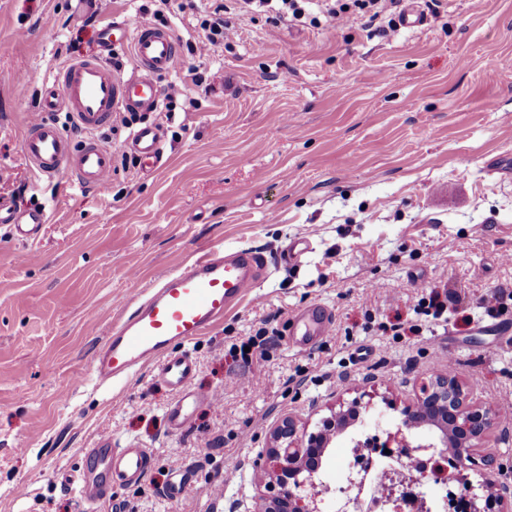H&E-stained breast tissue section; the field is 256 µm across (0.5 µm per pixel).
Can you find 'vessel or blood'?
Instances as JSON below:
<instances>
[{"instance_id":"obj_1","label":"vessel or blood","mask_w":512,"mask_h":512,"mask_svg":"<svg viewBox=\"0 0 512 512\" xmlns=\"http://www.w3.org/2000/svg\"><path fill=\"white\" fill-rule=\"evenodd\" d=\"M98 56L73 60L60 68L39 99V112L23 139L22 153L32 172L54 179L75 177L86 189L105 193L112 180L114 157L97 132L117 112L148 114L160 105L161 75L169 73L179 54L173 32L164 26L140 25L135 31L111 23L101 28ZM130 47L136 68L127 77L108 63L113 51ZM66 112L82 132L81 141L64 134L53 115ZM142 167L154 170L163 162V136L144 123L130 141ZM47 219L42 211L16 209L0 202V224L12 238L38 241ZM267 274V262L249 249L211 251L173 273L160 276L149 294L111 326L98 348L92 377L104 386L153 365L156 375L177 395L169 411L173 429H180L193 407L207 403L204 395L185 389L197 364L185 344L206 334L225 313L250 295ZM333 320L325 310L305 309L294 319L291 334L305 347L331 333ZM153 464L144 448H116L110 440L81 451L75 476L79 497L90 505L110 501L114 487L141 482Z\"/></svg>"}]
</instances>
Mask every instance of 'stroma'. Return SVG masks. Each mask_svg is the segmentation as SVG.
I'll use <instances>...</instances> for the list:
<instances>
[{"instance_id":"35a3bbf8","label":"stroma","mask_w":512,"mask_h":512,"mask_svg":"<svg viewBox=\"0 0 512 512\" xmlns=\"http://www.w3.org/2000/svg\"><path fill=\"white\" fill-rule=\"evenodd\" d=\"M211 5L164 10L180 50L161 88L191 64L208 85L145 118L164 131L158 170L128 147L145 119L113 117L103 196L35 175L22 141L60 67L97 54L107 21L153 22L154 0H111L95 17L78 0H0V197L48 219L31 265L0 226V512H83L70 476L105 436L149 449L155 464L97 512H254L266 489L251 462L271 428L290 416L299 433L316 431L357 398L361 421L319 475L334 498L354 441L382 444L420 382L445 373L496 410L474 450L496 463L427 483L434 512L482 480L512 485V0H418L424 24L387 37L239 16L230 44L201 57L191 48ZM303 240L308 250L282 263ZM219 247L260 252L268 274L189 344V391L220 403L175 430L177 396L153 367L99 388L92 357L124 303ZM425 287L447 291V323L414 313ZM495 291L509 301L490 315ZM317 306L332 312L333 334L295 345L291 317ZM262 328L266 359L242 360Z\"/></svg>"}]
</instances>
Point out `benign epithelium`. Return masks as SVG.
I'll return each mask as SVG.
<instances>
[{"instance_id":"7a95c632","label":"benign epithelium","mask_w":512,"mask_h":512,"mask_svg":"<svg viewBox=\"0 0 512 512\" xmlns=\"http://www.w3.org/2000/svg\"><path fill=\"white\" fill-rule=\"evenodd\" d=\"M398 431L380 446L389 450L392 460L382 478L372 482L371 470L364 464L350 471L348 486L365 491L374 483L373 494L389 512H404L411 504L406 495H396L395 479L407 468L404 458L416 452L439 449L443 458L451 454L460 463L470 457L471 448L494 425L496 413L491 408L470 401L462 384L452 375L439 376L420 387L418 397L401 410ZM360 416V401L342 404L324 418L321 426L306 437L296 438V426L284 418L272 429L265 452L253 461V467L268 474V494L262 498L258 512H324L322 491L315 481L319 461L336 437L345 433ZM426 428L429 435L412 446L402 437L406 430ZM485 494L472 493L468 512H512V485L496 489L482 485Z\"/></svg>"}]
</instances>
